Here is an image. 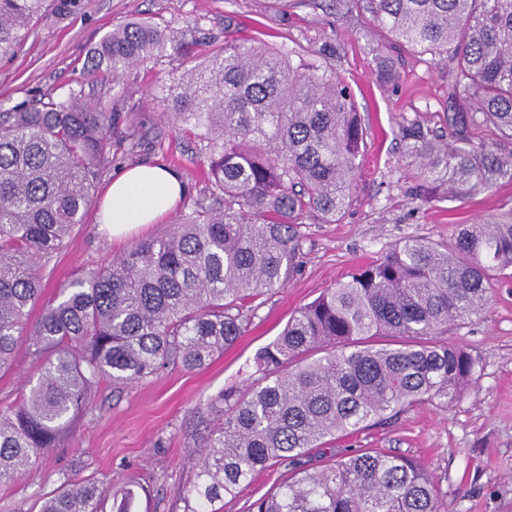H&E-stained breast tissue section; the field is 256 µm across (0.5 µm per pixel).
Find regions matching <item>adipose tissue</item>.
<instances>
[{"label":"adipose tissue","instance_id":"ef3b65f1","mask_svg":"<svg viewBox=\"0 0 512 512\" xmlns=\"http://www.w3.org/2000/svg\"><path fill=\"white\" fill-rule=\"evenodd\" d=\"M186 191L179 175L159 165L123 169L98 205L100 230L121 240L137 228L159 223L175 209Z\"/></svg>","mask_w":512,"mask_h":512}]
</instances>
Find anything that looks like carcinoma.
<instances>
[{"label": "carcinoma", "mask_w": 512, "mask_h": 512, "mask_svg": "<svg viewBox=\"0 0 512 512\" xmlns=\"http://www.w3.org/2000/svg\"><path fill=\"white\" fill-rule=\"evenodd\" d=\"M45 0H0V58L25 41ZM420 53L448 58L446 140L419 119L401 126L412 195L464 203L512 181V0H339ZM171 56L191 64L161 84L169 117L207 143L208 192L161 234L107 267L83 269L42 301V270L94 202L111 163L115 113L72 92L0 113V370L23 355L37 368L0 405V484L56 447L105 378L144 381L170 365L196 370L242 336L260 299L290 280L301 220L349 210L365 130L349 86L330 67L247 38L197 48L149 19L120 25L93 49L89 74L118 78ZM474 126L498 132L476 141ZM512 278V217L461 224L453 241L408 238L299 308L260 348L243 387L196 414L206 420L184 512L215 504L272 461L307 458L419 403L446 408L472 384L476 360L442 339L479 314L488 285ZM40 307L38 319L29 315ZM401 339L377 347L376 339ZM39 512H106V491L67 473ZM249 512H443L425 468L365 448L302 468Z\"/></svg>", "instance_id": "obj_1"}]
</instances>
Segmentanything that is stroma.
I'll list each match as a JSON object with an SVG mask.
<instances>
[{"instance_id":"1","label":"stroma","mask_w":512,"mask_h":512,"mask_svg":"<svg viewBox=\"0 0 512 512\" xmlns=\"http://www.w3.org/2000/svg\"><path fill=\"white\" fill-rule=\"evenodd\" d=\"M145 17L188 29L203 44L247 37L287 49L297 59H312L322 44L336 43L339 55L330 64L350 85L366 131L354 201L337 223L303 219L297 273L266 297L245 336L223 355L202 369L170 367L137 384L102 382L57 447L39 453L14 482L0 485V512H37L40 497L58 486L62 469L72 479L98 482L115 497L128 482L142 483L146 491L137 512H183L179 495L195 479L191 460L199 446L194 411L222 389L242 385L253 372L256 352L296 310L406 238L448 243L457 225L512 209V182L464 203L424 205L412 199L399 126L420 116L447 130L448 70L439 57L410 51L371 28L366 17L337 14L334 0H47L14 56L0 62V112L73 90L108 104L116 124L112 162L101 183L130 165H163L186 184L179 211H191L206 192L207 151L151 99L180 68V58L138 66L116 80L87 73L88 51L102 36ZM376 46L392 59L395 83L380 82ZM124 249L101 233L97 210L89 208L68 248L43 271L45 298H53L57 286L82 268L110 265ZM446 339L477 362L475 380L458 401L445 409L408 408L336 442L324 457H312L308 468L319 467L325 457L380 448L421 463L440 485L445 512H512V279L494 281L485 310L451 327ZM289 473L288 463L272 464L225 498L223 512H247L248 504L287 481Z\"/></svg>"}]
</instances>
